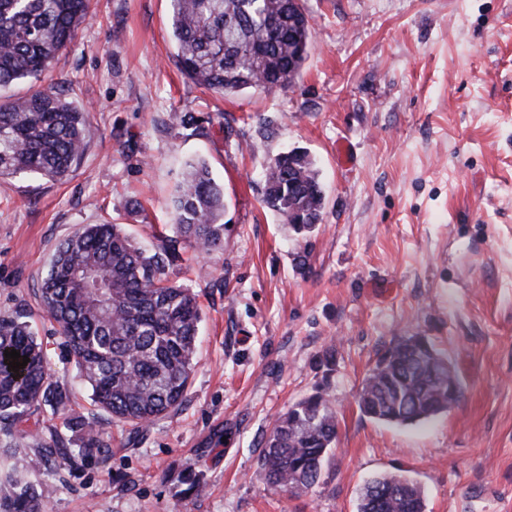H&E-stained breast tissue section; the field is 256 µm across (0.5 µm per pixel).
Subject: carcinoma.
I'll return each instance as SVG.
<instances>
[{
	"instance_id": "carcinoma-1",
	"label": "carcinoma",
	"mask_w": 512,
	"mask_h": 512,
	"mask_svg": "<svg viewBox=\"0 0 512 512\" xmlns=\"http://www.w3.org/2000/svg\"><path fill=\"white\" fill-rule=\"evenodd\" d=\"M176 64L197 85L234 95L289 87L309 53L310 21L295 0H170ZM91 17V0H0V87L40 81L77 30ZM86 113L64 94L31 88L0 102V179L19 172L61 181L86 149ZM264 204L296 234L320 220L323 191L313 163L297 150L277 155L263 172ZM224 192L204 160L186 164L179 185L173 235L152 248L121 224H87L60 244L39 289V303L92 390L99 410L137 433L179 408L195 367L201 309L196 294L167 271L191 249L224 246ZM30 362L15 372L4 351ZM428 341L401 336L362 382L360 412L378 422L411 426L448 411L462 384L448 395V372ZM69 392L53 379L48 356L26 315L0 318V434L14 460L13 496L0 512H40L52 491L23 478L17 455L28 418L43 405L59 409ZM65 426L78 447L52 440L45 463H74L108 447L96 422L70 415ZM336 413L316 391L288 408L264 440L260 467L269 484L297 495L318 485L336 443ZM359 512H423L421 488L401 474L368 483Z\"/></svg>"
}]
</instances>
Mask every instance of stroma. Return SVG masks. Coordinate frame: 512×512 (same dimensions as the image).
Instances as JSON below:
<instances>
[{
    "instance_id": "stroma-1",
    "label": "stroma",
    "mask_w": 512,
    "mask_h": 512,
    "mask_svg": "<svg viewBox=\"0 0 512 512\" xmlns=\"http://www.w3.org/2000/svg\"><path fill=\"white\" fill-rule=\"evenodd\" d=\"M302 4L309 55L283 90L224 96L187 79L169 0H93L42 79L87 112V148L64 181L0 180V318L28 314L71 409L109 443L46 472L44 436L74 438L68 411L37 412L24 478L54 483L44 512H357L363 487L395 472L418 483L425 512H512V0ZM293 149L325 195L301 242L263 203V169ZM198 156L224 189L226 228L208 277L190 254L169 272L202 308L196 367L183 404L133 434L94 406L38 290L82 225L122 224L152 247ZM407 334L448 356L463 395L404 427L364 416L357 399ZM319 389L335 449L320 484L291 496L265 478L263 439Z\"/></svg>"
}]
</instances>
